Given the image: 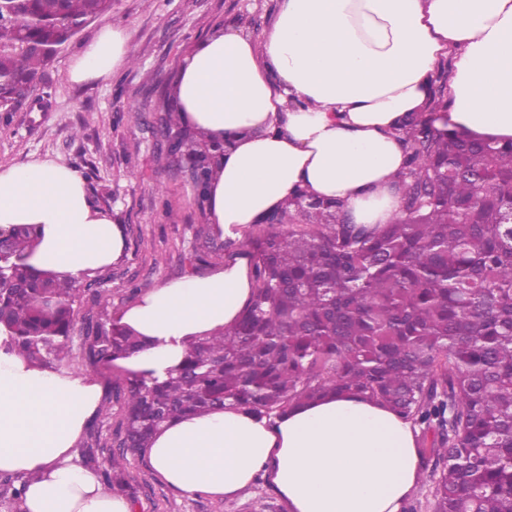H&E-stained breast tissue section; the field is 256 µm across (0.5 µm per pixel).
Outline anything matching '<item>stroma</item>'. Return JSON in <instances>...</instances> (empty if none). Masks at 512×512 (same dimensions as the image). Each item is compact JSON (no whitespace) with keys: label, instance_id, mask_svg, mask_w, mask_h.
Wrapping results in <instances>:
<instances>
[{"label":"stroma","instance_id":"obj_1","mask_svg":"<svg viewBox=\"0 0 512 512\" xmlns=\"http://www.w3.org/2000/svg\"><path fill=\"white\" fill-rule=\"evenodd\" d=\"M279 0H112L111 13L85 27L56 55L40 84L41 103L0 120V163L59 161L82 177L91 204L117 221L125 247L112 265L93 270L109 299L94 308L101 322L114 324L135 303L133 287L149 290L191 274L223 266L224 239L210 223L191 183L177 177L157 148L155 116L174 104V85L185 58L208 37L233 28L262 41L276 19ZM121 28L129 62L105 82H73L70 69L104 25ZM208 255L191 267L194 252ZM67 371L88 378L108 394L122 374L109 364H90L82 335H74ZM123 404L109 415L93 414L73 454L85 464L89 447L100 459L117 450ZM135 492L133 512H252L255 503L288 512L286 502L265 481L232 498L187 494L168 485L145 454L130 458Z\"/></svg>","mask_w":512,"mask_h":512}]
</instances>
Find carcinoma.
Listing matches in <instances>:
<instances>
[{
	"label": "carcinoma",
	"instance_id": "1",
	"mask_svg": "<svg viewBox=\"0 0 512 512\" xmlns=\"http://www.w3.org/2000/svg\"><path fill=\"white\" fill-rule=\"evenodd\" d=\"M112 0H0V112L29 99L44 69ZM157 133L195 158L207 200L223 141L166 111ZM406 172L390 224H356L339 202L299 194L237 243L250 258V304L239 320L189 342L161 382L123 379L120 447L149 446L166 423L225 406L276 417L326 394L378 401L418 430L431 512H512V142L420 118L402 131ZM36 227L0 228V351L58 371L97 279L38 271ZM87 358L141 349L125 327L86 315ZM93 465L106 489L129 485L127 457Z\"/></svg>",
	"mask_w": 512,
	"mask_h": 512
}]
</instances>
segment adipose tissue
I'll return each instance as SVG.
<instances>
[{
  "label": "adipose tissue",
  "mask_w": 512,
  "mask_h": 512,
  "mask_svg": "<svg viewBox=\"0 0 512 512\" xmlns=\"http://www.w3.org/2000/svg\"><path fill=\"white\" fill-rule=\"evenodd\" d=\"M454 55L442 122L512 141V0H281L262 42L227 29L200 42L175 85L187 125L224 142L210 222L243 231L304 193L334 200L358 224H388L405 166L400 131L429 113L432 72ZM129 60L122 29L104 26L77 57L74 81L109 80ZM35 225L29 262L79 275L117 261L119 224L93 208L82 178L53 160L0 164V226ZM247 257L147 291L118 317L145 348L117 360L166 379L189 340L233 324L250 300ZM100 403L70 372L0 354V472L29 477L25 512H132L72 448ZM146 454L187 493L230 497L264 479L289 512H400L420 457L410 424L358 395L330 394L269 419L234 408L172 420Z\"/></svg>",
  "instance_id": "ef3b65f1"
}]
</instances>
